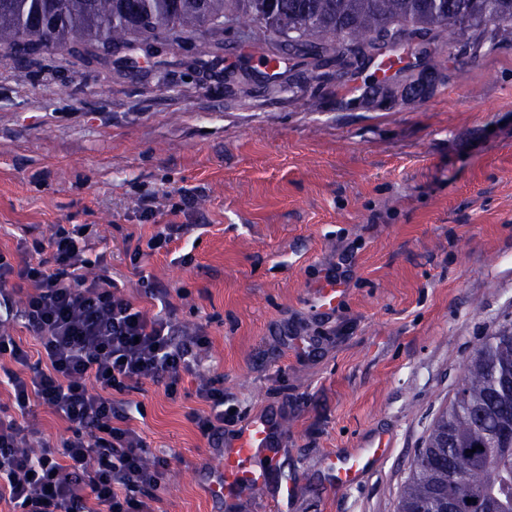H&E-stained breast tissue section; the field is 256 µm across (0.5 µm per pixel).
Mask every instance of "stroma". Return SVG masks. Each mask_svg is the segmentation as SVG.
<instances>
[{
	"label": "stroma",
	"instance_id": "stroma-1",
	"mask_svg": "<svg viewBox=\"0 0 512 512\" xmlns=\"http://www.w3.org/2000/svg\"><path fill=\"white\" fill-rule=\"evenodd\" d=\"M493 30L403 39L415 60L384 79L377 52L288 53L235 23L162 36V70L133 75L65 47L0 57V251L16 262L26 234L90 225L107 258L90 275L124 276L153 314L129 252L157 225L196 224L141 265L187 289L178 318L206 326L202 373L223 376L240 418L278 416L277 476L300 485L290 512H396L474 348L512 320V43ZM271 55L287 58L272 76ZM183 190L189 213L172 214ZM341 253L345 298L323 320L311 291ZM197 383L130 395L145 405L134 428L171 457L158 512H217L220 451L189 419ZM380 433L386 457L336 487L330 458Z\"/></svg>",
	"mask_w": 512,
	"mask_h": 512
}]
</instances>
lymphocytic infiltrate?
Listing matches in <instances>:
<instances>
[{"mask_svg":"<svg viewBox=\"0 0 512 512\" xmlns=\"http://www.w3.org/2000/svg\"><path fill=\"white\" fill-rule=\"evenodd\" d=\"M87 238L83 225L59 224L50 238L33 239L21 262L0 253V356L17 365L6 373L14 406L0 408V500L12 512H156L170 460L151 454L132 428L144 405L128 395L150 383L176 398L210 345L205 327L179 325L168 291L147 275L138 283L161 304L152 316L111 275L88 277L106 256L89 259ZM17 324L44 351L29 377V355L11 333ZM195 396L203 408L190 421L223 447L225 426L239 419L223 377L201 381ZM35 403L57 413L70 438L28 450L31 430L21 418Z\"/></svg>","mask_w":512,"mask_h":512,"instance_id":"1","label":"lymphocytic infiltrate"}]
</instances>
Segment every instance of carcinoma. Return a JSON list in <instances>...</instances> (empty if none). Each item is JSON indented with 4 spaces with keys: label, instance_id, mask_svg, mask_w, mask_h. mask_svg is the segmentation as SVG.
Wrapping results in <instances>:
<instances>
[{
    "label": "carcinoma",
    "instance_id": "1",
    "mask_svg": "<svg viewBox=\"0 0 512 512\" xmlns=\"http://www.w3.org/2000/svg\"><path fill=\"white\" fill-rule=\"evenodd\" d=\"M260 26L294 52L341 40L370 45L400 20L410 35L448 37L484 23L512 41V0H0V46L18 55L51 45L135 47L171 31L217 28L224 20ZM512 512V321L470 356L454 399L433 422L402 487L397 512H447L448 502Z\"/></svg>",
    "mask_w": 512,
    "mask_h": 512
}]
</instances>
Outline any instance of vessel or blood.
I'll return each instance as SVG.
<instances>
[{
  "mask_svg": "<svg viewBox=\"0 0 512 512\" xmlns=\"http://www.w3.org/2000/svg\"><path fill=\"white\" fill-rule=\"evenodd\" d=\"M342 293L339 284L325 283L314 290L312 306L318 314H334ZM280 447L279 427L272 416L259 414L244 421L228 447L223 448L221 467L208 475L213 503L233 504L244 491H266ZM388 448V442L380 439L373 449L331 462L330 471L337 486L345 489L355 486L359 475L385 456Z\"/></svg>",
  "mask_w": 512,
  "mask_h": 512,
  "instance_id": "1",
  "label": "vessel or blood"
}]
</instances>
